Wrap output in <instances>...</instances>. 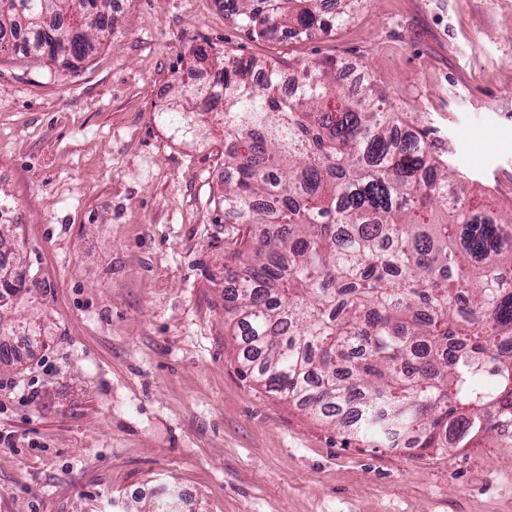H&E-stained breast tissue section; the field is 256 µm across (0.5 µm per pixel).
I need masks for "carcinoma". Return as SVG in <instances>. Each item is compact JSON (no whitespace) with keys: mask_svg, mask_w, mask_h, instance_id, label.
Instances as JSON below:
<instances>
[{"mask_svg":"<svg viewBox=\"0 0 512 512\" xmlns=\"http://www.w3.org/2000/svg\"><path fill=\"white\" fill-rule=\"evenodd\" d=\"M226 0L259 39L328 34L358 0ZM111 0H0V57L77 62L108 44ZM205 96L224 131V223L246 226L224 263V325L242 373L375 448L467 447L512 419V209L480 204L373 81L351 95L334 59L281 63L203 46ZM185 97L160 112L182 138ZM21 257H0V300Z\"/></svg>","mask_w":512,"mask_h":512,"instance_id":"1","label":"carcinoma"}]
</instances>
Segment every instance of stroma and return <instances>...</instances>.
I'll return each instance as SVG.
<instances>
[{"mask_svg": "<svg viewBox=\"0 0 512 512\" xmlns=\"http://www.w3.org/2000/svg\"><path fill=\"white\" fill-rule=\"evenodd\" d=\"M78 70L0 61V189L40 280L5 323L0 512H512V421L462 449L372 448L239 371L224 329V132L158 111L192 47L367 71L437 156L512 208V0H363L331 35L251 38L220 0H125ZM159 114L163 123L173 128L174 134L182 138L197 135L198 128L194 121L197 111L189 98L185 97L178 102H173L171 107L163 109Z\"/></svg>", "mask_w": 512, "mask_h": 512, "instance_id": "obj_1", "label": "stroma"}]
</instances>
